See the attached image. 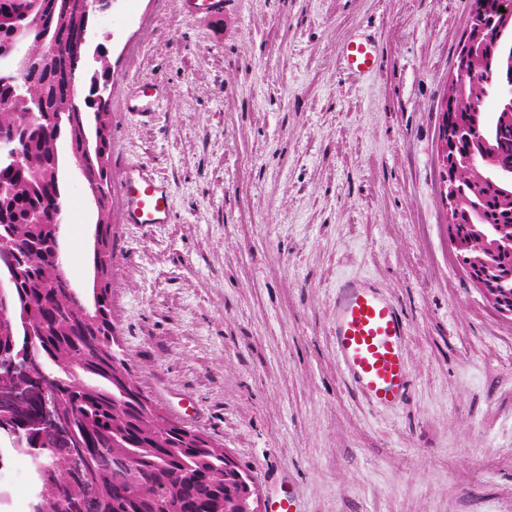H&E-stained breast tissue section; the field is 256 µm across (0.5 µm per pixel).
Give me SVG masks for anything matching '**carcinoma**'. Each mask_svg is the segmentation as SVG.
I'll return each instance as SVG.
<instances>
[{
	"instance_id": "1",
	"label": "carcinoma",
	"mask_w": 512,
	"mask_h": 512,
	"mask_svg": "<svg viewBox=\"0 0 512 512\" xmlns=\"http://www.w3.org/2000/svg\"><path fill=\"white\" fill-rule=\"evenodd\" d=\"M42 37L30 44L28 96L47 112H64L60 127L40 122L26 130L24 161L0 162V181L11 188L0 205V236L10 239L20 267L16 289L24 314L42 334L35 349L42 364L63 371L62 411L71 416L68 445L52 449L51 480L69 486L73 499L85 495L83 484L96 482L97 504L103 512H224V501L236 490L225 479L224 449L209 437L186 436L138 397L140 385L119 351L112 329V240L102 223L96 249L98 287L93 307L77 299L62 279L55 256L50 198L61 194L62 156L58 140L67 138L71 153L85 155L84 176L99 189V210L109 216L112 198L108 167L109 103L105 63L87 65V47L76 51L87 21L80 0H42ZM12 0H0V43H6L18 16ZM9 84H0V136L18 129L27 118L24 103L13 106ZM481 112L480 124L502 139L505 157L512 156V136L499 128L500 112ZM460 214L480 209L484 224L472 229L466 219L456 231L475 237L499 224L492 190L476 192L462 167L453 189Z\"/></svg>"
}]
</instances>
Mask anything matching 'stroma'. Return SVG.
<instances>
[{"label":"stroma","mask_w":512,"mask_h":512,"mask_svg":"<svg viewBox=\"0 0 512 512\" xmlns=\"http://www.w3.org/2000/svg\"><path fill=\"white\" fill-rule=\"evenodd\" d=\"M472 0H115L106 46L112 321L137 381L249 473L264 512H512V316L459 266L441 104ZM372 36L381 65L342 48ZM150 112H130L140 87ZM62 258L94 287L99 210L67 142ZM165 224L123 221L130 167ZM407 321L404 404L378 407L331 337L338 283ZM342 56L347 66L359 74L373 71L379 63L378 48L369 37L350 40L343 46Z\"/></svg>","instance_id":"35a3bbf8"}]
</instances>
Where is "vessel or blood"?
Returning a JSON list of instances; mask_svg holds the SVG:
<instances>
[{
	"label": "vessel or blood",
	"mask_w": 512,
	"mask_h": 512,
	"mask_svg": "<svg viewBox=\"0 0 512 512\" xmlns=\"http://www.w3.org/2000/svg\"><path fill=\"white\" fill-rule=\"evenodd\" d=\"M347 66L360 74L376 69L373 39H353L342 49ZM171 211L168 187L139 169L124 179L123 214L128 224H163ZM331 334L345 373L376 405L400 403L409 383L403 356L406 321L389 299L367 280L347 279L336 289Z\"/></svg>",
	"instance_id": "vessel-or-blood-1"
}]
</instances>
